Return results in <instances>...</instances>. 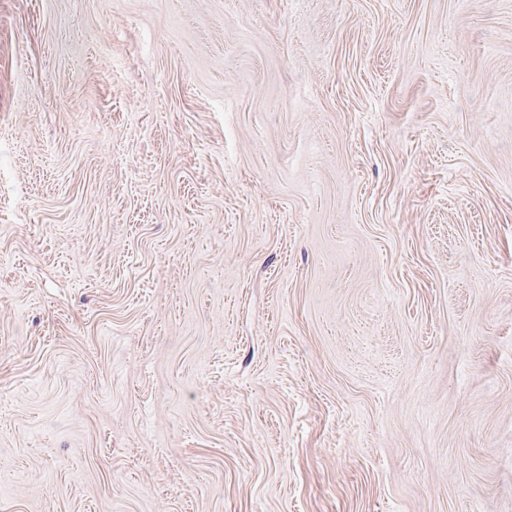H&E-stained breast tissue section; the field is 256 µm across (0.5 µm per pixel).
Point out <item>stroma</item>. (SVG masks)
I'll use <instances>...</instances> for the list:
<instances>
[{
  "mask_svg": "<svg viewBox=\"0 0 512 512\" xmlns=\"http://www.w3.org/2000/svg\"><path fill=\"white\" fill-rule=\"evenodd\" d=\"M0 512H512V0H0Z\"/></svg>",
  "mask_w": 512,
  "mask_h": 512,
  "instance_id": "obj_1",
  "label": "stroma"
}]
</instances>
